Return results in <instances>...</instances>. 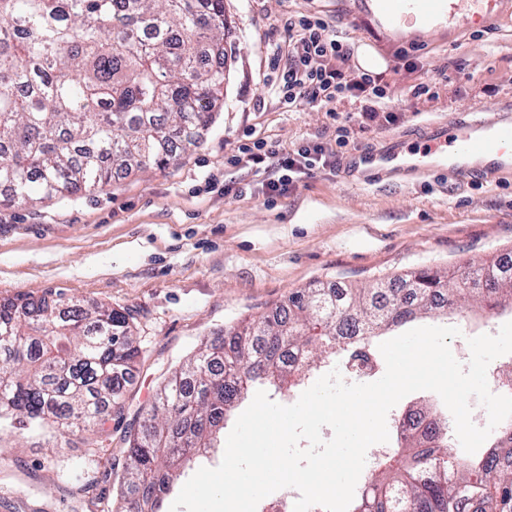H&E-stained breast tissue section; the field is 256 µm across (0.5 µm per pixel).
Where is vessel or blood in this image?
<instances>
[{"mask_svg":"<svg viewBox=\"0 0 512 512\" xmlns=\"http://www.w3.org/2000/svg\"><path fill=\"white\" fill-rule=\"evenodd\" d=\"M364 9L388 32L412 27L418 32L443 28L474 30L512 12V0H363ZM512 169V114L476 117L457 124L435 123L423 135L419 152L403 141L388 138L374 150H361L342 162L345 173L361 172L378 178L392 169H413L451 178L465 176L472 163Z\"/></svg>","mask_w":512,"mask_h":512,"instance_id":"b4317fda","label":"vessel or blood"}]
</instances>
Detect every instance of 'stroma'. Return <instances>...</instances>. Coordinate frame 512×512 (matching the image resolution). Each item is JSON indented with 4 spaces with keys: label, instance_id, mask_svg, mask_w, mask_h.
Listing matches in <instances>:
<instances>
[{
    "label": "stroma",
    "instance_id": "1",
    "mask_svg": "<svg viewBox=\"0 0 512 512\" xmlns=\"http://www.w3.org/2000/svg\"><path fill=\"white\" fill-rule=\"evenodd\" d=\"M224 99L201 144L164 167L115 175L93 194L0 207V303L43 294L130 315L140 350L120 391L123 412L51 443L0 437V512H112L128 433L158 383L204 339L255 318L314 281L370 286L414 268H452L512 250V176L464 181L390 172L374 183L341 167L301 177L269 196L266 173L232 164L243 145L348 152L512 103V18L482 32L391 36L355 0H224ZM315 14L348 48L375 46L392 124L359 128L360 102L288 111L274 90L288 16ZM427 94L414 96V86ZM233 193H225V185Z\"/></svg>",
    "mask_w": 512,
    "mask_h": 512
}]
</instances>
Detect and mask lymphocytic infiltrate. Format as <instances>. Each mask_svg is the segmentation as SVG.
Segmentation results:
<instances>
[{"instance_id": "lymphocytic-infiltrate-1", "label": "lymphocytic infiltrate", "mask_w": 512, "mask_h": 512, "mask_svg": "<svg viewBox=\"0 0 512 512\" xmlns=\"http://www.w3.org/2000/svg\"><path fill=\"white\" fill-rule=\"evenodd\" d=\"M286 28L288 43L281 53L284 65L276 88L280 101L294 109L304 102L327 106L355 98L361 102V127L375 122L386 91L372 75L344 68L348 53L326 21L315 15H303L289 19ZM349 137V129L340 128L337 147L333 150L314 141L288 150L260 139L253 146L242 148L241 153L255 165L273 162L275 173L264 188L266 194L281 195L297 178L319 168L335 166L336 150L347 146Z\"/></svg>"}]
</instances>
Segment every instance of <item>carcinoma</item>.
<instances>
[{
	"label": "carcinoma",
	"instance_id": "obj_1",
	"mask_svg": "<svg viewBox=\"0 0 512 512\" xmlns=\"http://www.w3.org/2000/svg\"><path fill=\"white\" fill-rule=\"evenodd\" d=\"M224 0H0V205L102 190L200 145L224 90ZM394 287L315 281L224 329L162 382L130 432L112 512H160L182 466L217 447L234 403L284 394L320 365L370 358L377 337L463 299L512 308V259L417 269ZM139 349L130 317L46 293L0 304V432L64 434L122 412ZM378 457L351 512H512V432L474 459L448 419Z\"/></svg>",
	"mask_w": 512,
	"mask_h": 512
}]
</instances>
